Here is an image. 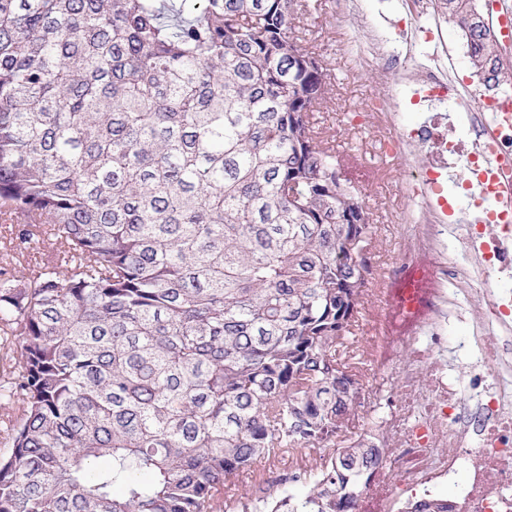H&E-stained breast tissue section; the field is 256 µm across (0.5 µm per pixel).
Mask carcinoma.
<instances>
[{"label": "carcinoma", "mask_w": 512, "mask_h": 512, "mask_svg": "<svg viewBox=\"0 0 512 512\" xmlns=\"http://www.w3.org/2000/svg\"><path fill=\"white\" fill-rule=\"evenodd\" d=\"M501 82L474 0H444ZM295 0H0V222L52 249L0 280L19 337L0 512H214L282 450L333 449L242 512H352L375 448L343 355L362 193L312 116Z\"/></svg>", "instance_id": "cac0c4a2"}]
</instances>
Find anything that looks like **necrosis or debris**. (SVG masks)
<instances>
[{
  "label": "necrosis or debris",
  "mask_w": 512,
  "mask_h": 512,
  "mask_svg": "<svg viewBox=\"0 0 512 512\" xmlns=\"http://www.w3.org/2000/svg\"><path fill=\"white\" fill-rule=\"evenodd\" d=\"M374 45L380 100L393 99L395 86L410 81L417 106L435 110L386 143L392 154L415 158L411 181L431 188L460 161L493 206L478 226L441 225L429 210L409 216L437 224L454 253L434 274L439 287L408 296V308L420 313L411 327L370 339L371 404L357 438L378 449L380 463L355 512H402L409 497H437L459 475L464 481L451 512H512V320L499 305L512 290V203L498 201L493 180L499 162H512V111L496 108L500 98H512V86L484 95L472 77L448 66L445 54L411 67L388 42ZM447 110L465 113L469 138L449 137ZM473 293L482 294L484 307L464 336H454L456 298ZM460 344L475 358L465 371L447 361Z\"/></svg>",
  "instance_id": "4bbe7bcc"
}]
</instances>
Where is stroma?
<instances>
[{"instance_id":"1","label":"stroma","mask_w":512,"mask_h":512,"mask_svg":"<svg viewBox=\"0 0 512 512\" xmlns=\"http://www.w3.org/2000/svg\"><path fill=\"white\" fill-rule=\"evenodd\" d=\"M302 2L295 34L328 64L332 75L328 98L315 114L316 125L336 156L340 178L362 192L373 228L372 259L392 261L406 244L404 219L420 211L421 202L405 184L404 160L383 147L388 129L381 114L368 107L369 96L377 94L379 86L361 59L368 46L365 23H372L385 38H396L406 18L402 0H358L355 11L345 9L341 0ZM466 176L463 167H456L429 195L433 206H444L446 223H468L476 212L455 193L456 180ZM13 233V225L0 223V279L23 275L40 260L34 251L16 250ZM304 461V453L295 451L230 476L224 485L230 497L227 512H239L238 496Z\"/></svg>"}]
</instances>
